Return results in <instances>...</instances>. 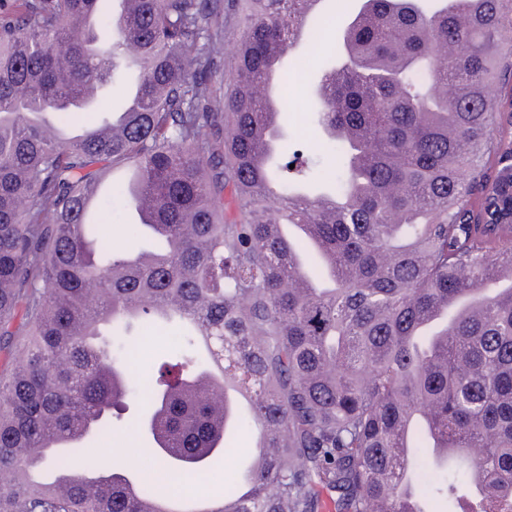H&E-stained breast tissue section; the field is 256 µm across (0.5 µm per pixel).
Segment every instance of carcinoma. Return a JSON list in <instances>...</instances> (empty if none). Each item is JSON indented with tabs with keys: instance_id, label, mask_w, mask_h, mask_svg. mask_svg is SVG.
Here are the masks:
<instances>
[{
	"instance_id": "obj_1",
	"label": "carcinoma",
	"mask_w": 512,
	"mask_h": 512,
	"mask_svg": "<svg viewBox=\"0 0 512 512\" xmlns=\"http://www.w3.org/2000/svg\"><path fill=\"white\" fill-rule=\"evenodd\" d=\"M0 0V512H150L179 503L161 438L211 463L215 410L199 352L249 399L248 485L217 512H415L433 473L453 512H512V223L506 197L477 200L512 159L501 92L512 82V0H364L315 86L336 146V192L299 186L296 149L269 167L259 94L304 32L322 45L319 0ZM235 24L231 47L224 24ZM111 44L89 49L93 25ZM134 56L137 106L122 130L97 101ZM136 168L120 194L157 225L134 253L76 222L85 192ZM301 224L294 237L275 230ZM330 285L299 276L303 249ZM479 295L474 311L462 300ZM176 316L179 341L144 375L129 337ZM150 407L139 428L159 466L87 457L112 410ZM424 416L422 431L403 435ZM449 453L441 463L437 448ZM121 471L133 486L88 475Z\"/></svg>"
}]
</instances>
